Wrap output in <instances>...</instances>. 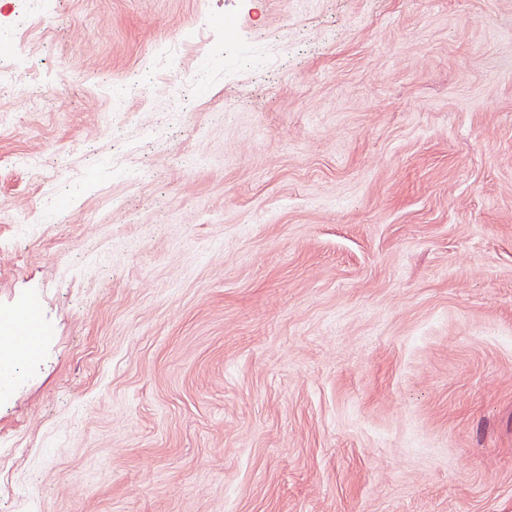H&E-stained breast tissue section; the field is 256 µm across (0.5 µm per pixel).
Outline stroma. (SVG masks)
<instances>
[{"instance_id":"35a3bbf8","label":"stroma","mask_w":512,"mask_h":512,"mask_svg":"<svg viewBox=\"0 0 512 512\" xmlns=\"http://www.w3.org/2000/svg\"><path fill=\"white\" fill-rule=\"evenodd\" d=\"M0 67V512H512V0H6Z\"/></svg>"}]
</instances>
